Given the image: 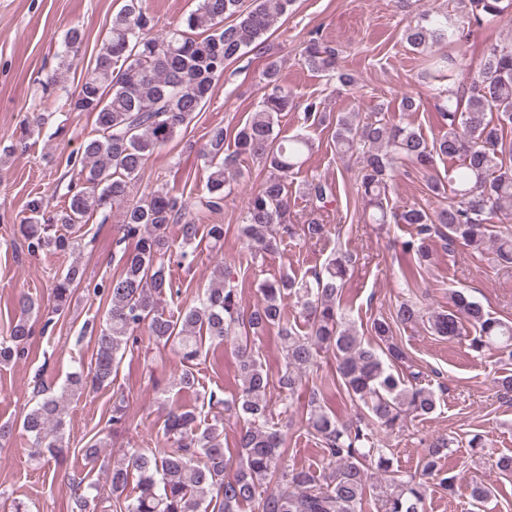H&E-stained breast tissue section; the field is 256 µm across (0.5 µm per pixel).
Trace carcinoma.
I'll list each match as a JSON object with an SVG mask.
<instances>
[{"label": "carcinoma", "instance_id": "cac0c4a2", "mask_svg": "<svg viewBox=\"0 0 512 512\" xmlns=\"http://www.w3.org/2000/svg\"><path fill=\"white\" fill-rule=\"evenodd\" d=\"M470 19L481 26L512 12V0H465ZM294 0H200L197 9L161 35H151L153 17L143 0H125L112 18V26L96 51L77 88L66 93L70 112L94 114V128L83 142L81 167L68 190L67 203L48 215L42 202L29 204L30 216L20 232L32 254L74 252V229L89 222L97 212L117 209L122 217L120 240L134 241L123 252L121 274L103 286L108 300L105 319L92 329L96 352L87 371L68 376L57 395L34 386L37 403L24 416L22 428L38 449L37 459L59 462L66 447L65 402L88 390L112 384V375L126 351L138 343L141 330L155 343L171 349L185 369L178 384L195 383L192 366L203 357L205 341L221 344L240 336L237 347L239 390L226 399L212 390L204 396L211 408L234 410L244 421L236 447L239 462L231 469L224 448V422L201 427L194 411L170 404L161 416L164 445L131 448L107 465L106 482L115 512H240L246 503L258 502V512H362L370 491L371 466L388 473L387 449L377 438L379 429L400 427L409 416H423L436 408L434 392L421 386V375L404 377L405 350L390 336V325L375 320L372 331L384 344L379 349L362 342L347 321L340 300L355 257L335 249L325 265L298 280L281 276L259 285L260 299L241 310L231 267L218 264L207 288L195 302L173 314H165L163 297L174 293L164 257L173 242L166 235L170 224L181 225L182 255L194 248L200 213L224 209V198L241 175L240 156H248L268 168L269 175L248 198L242 225L247 248L255 255L278 253L285 240L295 235L290 225L288 179L298 174L305 156L314 148L308 129L333 127L336 152L360 159L358 192L371 209L374 224H410L415 234L401 243L422 264L430 259L429 242L440 238L451 249L461 242L488 249L499 265H512V235L490 229L497 213L512 207V145L503 141V130L512 126V41L492 46L475 68L466 100L453 87L456 58L440 54L443 43H462L459 19L449 13H423L403 31L411 47L428 56L426 76L448 82L439 105V116L448 131L429 144L408 125L394 124L382 110L331 115L315 101L305 106L301 131L291 136L275 132L278 117L293 108L291 93L280 84V67L269 57V38L279 18L288 14ZM83 42L82 30L73 26L62 38L56 53L57 70L72 67ZM249 52L268 56L263 71L269 92L244 123L233 129L235 150L224 153L228 131L212 128L200 150L206 163L205 192L187 203L164 187L140 200L131 199V185L138 179L149 156L166 146L212 98L216 82L227 67ZM305 63L317 71H334L344 87L353 76L338 70L336 50L312 37L304 51ZM45 113H35L20 126L18 140L25 143L40 134ZM456 160L446 176L433 174L435 158ZM414 167L429 174V189L450 199L448 206L429 213L420 207L394 210L388 190L397 167ZM304 197L312 211H321L336 200V188L317 178L305 181ZM303 236L312 241L329 240L327 225L314 220L302 225ZM84 271L70 264L61 271L51 291L53 313L71 305L83 281ZM297 299L308 326L298 336L281 326L289 299ZM448 313L431 319L438 336L455 338L473 328L470 347L476 352L495 347L512 356V322L491 316L462 291H454ZM21 315L0 338V363L24 353L32 335L30 316L41 306L31 298L19 301ZM401 324L421 318L417 304L405 301L395 312ZM286 352V366L271 379L253 348L251 339L273 327ZM323 351L336 359V383L367 413L348 422L321 401L329 384L312 389L305 427L322 443L323 452L337 470L320 479L305 470L283 466L285 437L267 427L271 388L292 395L305 372L318 362ZM112 430L126 426L129 416L124 399L113 403ZM452 441L433 440L421 461L422 474L436 478L452 494L454 477L437 468V460ZM107 439L91 438L83 448L85 460L99 459ZM278 488L266 495L260 489L272 478ZM391 489L378 500L377 512H423L426 483L413 478L391 480ZM78 512H97L101 488L95 482L72 485Z\"/></svg>", "mask_w": 512, "mask_h": 512}]
</instances>
